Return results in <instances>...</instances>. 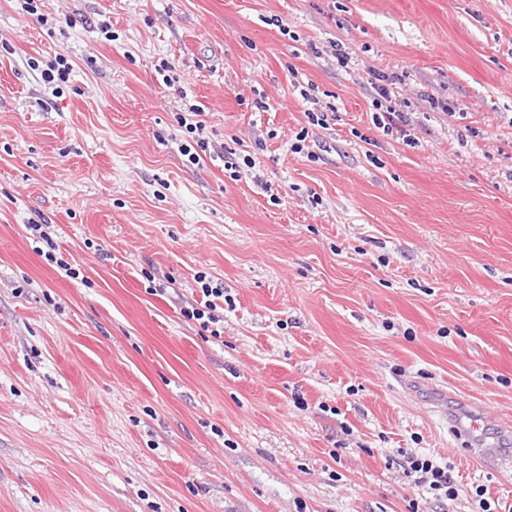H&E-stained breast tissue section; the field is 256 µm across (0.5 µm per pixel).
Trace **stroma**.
Segmentation results:
<instances>
[{
  "mask_svg": "<svg viewBox=\"0 0 512 512\" xmlns=\"http://www.w3.org/2000/svg\"><path fill=\"white\" fill-rule=\"evenodd\" d=\"M34 4L0 0V512H407L405 451L461 487L427 512H512L476 455L512 445V0ZM395 82H390L389 84H378L372 83L373 86V106L379 112H374L372 115L373 124L375 127L379 129H383V132L386 134L393 133L395 129L397 133L403 136L407 141L411 140L410 129L408 127H412L415 129V121L409 115L408 112H402L397 109V94L398 92L393 90V87H389V85H394ZM409 134H406V133Z\"/></svg>",
  "mask_w": 512,
  "mask_h": 512,
  "instance_id": "1",
  "label": "stroma"
}]
</instances>
